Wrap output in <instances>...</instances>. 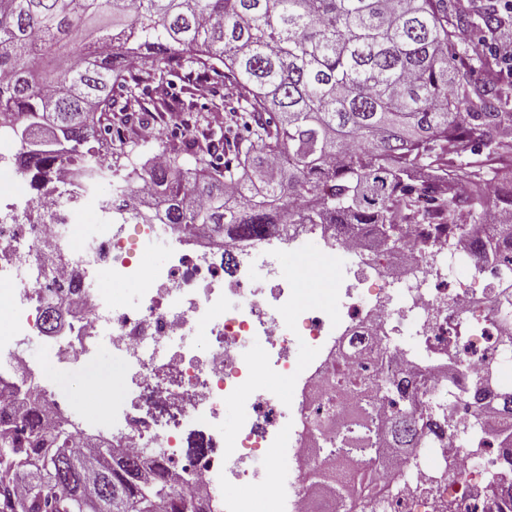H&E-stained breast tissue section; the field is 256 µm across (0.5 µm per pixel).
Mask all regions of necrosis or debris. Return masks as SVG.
Masks as SVG:
<instances>
[{
    "label": "necrosis or debris",
    "instance_id": "4bbe7bcc",
    "mask_svg": "<svg viewBox=\"0 0 512 512\" xmlns=\"http://www.w3.org/2000/svg\"><path fill=\"white\" fill-rule=\"evenodd\" d=\"M69 169L58 159L52 190L0 200V295L11 306L0 330V407L22 412L20 388L29 386L45 426L65 423L87 437L79 394L51 367L79 363L99 373L96 351L105 346L132 386L124 403L106 408L96 437L188 468L214 512H246L243 498L223 495L229 484L262 485L261 512H347L344 478L366 462L320 448L360 415L342 383L360 377L377 388L378 421L416 406L420 438L415 448L380 444L376 483L392 491L365 499L360 512H512V479L484 480L500 466L512 423L482 410L489 396L478 382L512 351V306L493 292L501 262H485L464 232L467 208L455 234L429 249L424 225H407L394 256L329 224L227 246L197 226L122 223L113 207L100 210L98 223L76 225L83 200H61ZM312 238L333 275L325 305L300 304L276 261ZM147 243L163 247V263H143ZM453 261L463 277L449 276ZM99 268L113 285L139 284L138 298L115 304L95 284ZM39 337L53 345L50 363L36 369L23 345ZM255 339L265 347L260 362L249 349ZM262 372L288 379L290 394L262 384ZM229 403L237 418L228 427ZM268 448L275 458L265 457ZM428 456L448 473L425 464Z\"/></svg>",
    "mask_w": 512,
    "mask_h": 512
}]
</instances>
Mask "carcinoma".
Segmentation results:
<instances>
[{
	"label": "carcinoma",
	"mask_w": 512,
	"mask_h": 512,
	"mask_svg": "<svg viewBox=\"0 0 512 512\" xmlns=\"http://www.w3.org/2000/svg\"><path fill=\"white\" fill-rule=\"evenodd\" d=\"M478 17L481 23L473 21ZM505 28L496 10L476 14L448 0H0V133L18 143L21 173H47L70 159L91 190L96 160L111 148L101 119L135 129L136 106L153 119L224 109L213 90L231 85L247 136L227 142L234 158L218 166L195 135L166 142L163 166L123 163L129 224H200L236 241L288 233L292 224H334L400 246L408 224L455 228L451 186H470V233L481 232L486 187L512 172L504 133L512 113L493 62L472 84L462 33ZM185 94L168 102L167 77ZM128 90L123 105L114 86ZM441 174L438 203L420 208L414 175ZM494 242L512 271V215ZM369 384L350 382L366 403L363 422L329 453L358 451L373 461ZM22 428L0 414V512H211L183 491L187 480L106 441L77 451L71 429L36 425L33 395ZM413 414L384 425L401 448L416 447ZM377 489L371 470L349 479L348 512Z\"/></svg>",
	"instance_id": "obj_1"
}]
</instances>
